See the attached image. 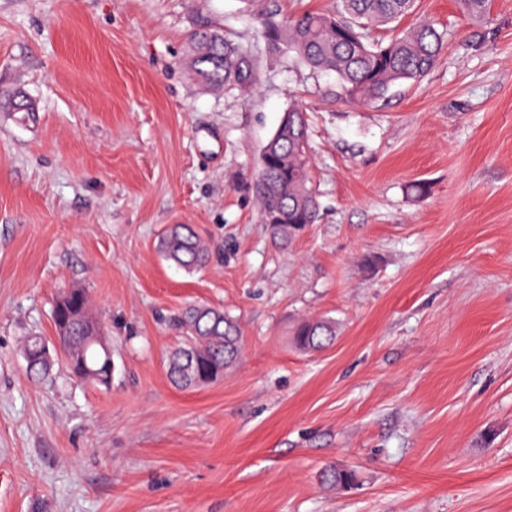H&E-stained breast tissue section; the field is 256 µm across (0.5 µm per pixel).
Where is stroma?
<instances>
[{
    "label": "stroma",
    "instance_id": "obj_1",
    "mask_svg": "<svg viewBox=\"0 0 512 512\" xmlns=\"http://www.w3.org/2000/svg\"><path fill=\"white\" fill-rule=\"evenodd\" d=\"M337 0H0V512H512V0H417L436 66L370 104L268 51L265 20ZM253 91L190 78L203 22ZM308 109L320 217L288 250L260 221L258 153ZM191 224L189 273L157 249ZM86 289L112 382L29 380L24 337ZM241 326L223 379L175 386L188 304ZM334 344L297 349L305 319ZM358 484H327V467ZM159 249L169 261L189 273L205 269L211 261V249L190 224H172L159 240Z\"/></svg>",
    "mask_w": 512,
    "mask_h": 512
}]
</instances>
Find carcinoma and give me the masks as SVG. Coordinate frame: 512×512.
Returning <instances> with one entry per match:
<instances>
[{
	"mask_svg": "<svg viewBox=\"0 0 512 512\" xmlns=\"http://www.w3.org/2000/svg\"><path fill=\"white\" fill-rule=\"evenodd\" d=\"M415 0H341L335 13H307L284 24L267 22L263 38L273 52L293 53L309 67L333 73L341 91L351 99L369 103L383 97L398 81H417L436 64L445 47L444 35L430 20L396 33L387 44L372 42L367 30L399 22L411 13ZM188 74L211 88L245 89L254 80L250 55L224 39L213 26H199L189 36ZM311 144L305 110L293 106L282 116L272 137L260 150L256 195L262 223L281 249L288 248L309 225L317 222L319 202L311 185ZM278 215L275 225L268 214ZM162 255L193 273L211 261V249L189 224L168 227L159 240ZM54 326L70 332L66 352L71 373L90 383L104 385L108 378L107 356L91 336L100 328L93 319L89 294L73 288L59 295L53 306ZM186 344L169 359L168 373L177 385L200 387L224 375L227 353L239 357L241 329L223 310L191 305L177 318ZM336 336V325L326 318L306 319L295 332L296 344L305 350L323 347ZM38 336L22 346L28 358L26 372L34 383L46 380L52 362L42 355ZM324 481L348 486L355 481L350 471L327 469Z\"/></svg>",
	"mask_w": 512,
	"mask_h": 512,
	"instance_id": "carcinoma-1",
	"label": "carcinoma"
}]
</instances>
